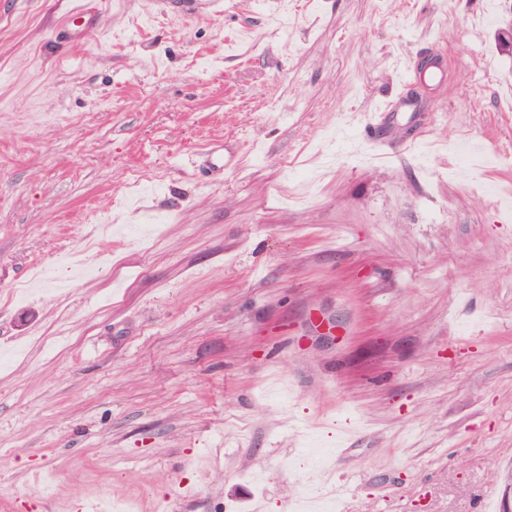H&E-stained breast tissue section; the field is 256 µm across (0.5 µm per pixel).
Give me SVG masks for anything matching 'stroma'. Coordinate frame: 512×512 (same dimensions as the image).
<instances>
[{"instance_id": "1", "label": "stroma", "mask_w": 512, "mask_h": 512, "mask_svg": "<svg viewBox=\"0 0 512 512\" xmlns=\"http://www.w3.org/2000/svg\"><path fill=\"white\" fill-rule=\"evenodd\" d=\"M291 2L0 0V512H500L504 2Z\"/></svg>"}]
</instances>
